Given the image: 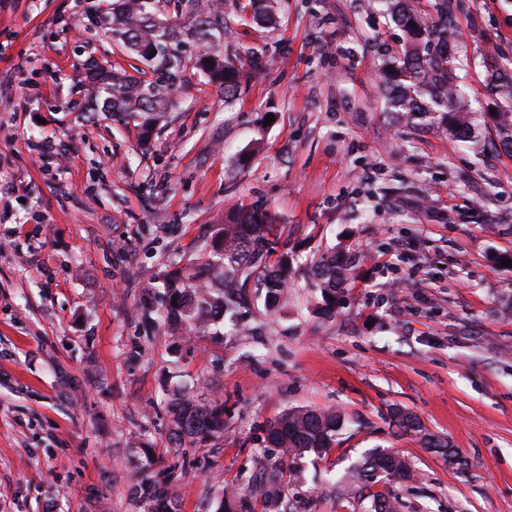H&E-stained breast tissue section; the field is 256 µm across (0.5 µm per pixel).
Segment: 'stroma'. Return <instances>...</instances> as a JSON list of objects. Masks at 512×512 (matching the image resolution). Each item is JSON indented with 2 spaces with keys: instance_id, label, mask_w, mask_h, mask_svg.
<instances>
[{
  "instance_id": "stroma-1",
  "label": "stroma",
  "mask_w": 512,
  "mask_h": 512,
  "mask_svg": "<svg viewBox=\"0 0 512 512\" xmlns=\"http://www.w3.org/2000/svg\"><path fill=\"white\" fill-rule=\"evenodd\" d=\"M111 2L0 0V512H144L146 448L177 512H262L247 483L264 427L294 407L347 425L306 463L290 512H370L336 485L372 448L414 473L385 486L399 512H512V152L395 124L376 66L405 33L381 0H282L268 27L224 0L215 50L262 47L258 68L228 104L186 44L168 118L141 146L137 122L89 109V60L136 64L98 22ZM452 19L484 139L501 105L485 58L512 52V0H463ZM416 194L427 211L409 208ZM257 203L294 259L279 309L254 302L223 337L181 344L151 328L172 264ZM335 247L359 264L327 314L306 273ZM178 385L223 404V435L174 447ZM397 408L457 464L402 433ZM394 421L396 425L406 433L415 434L419 436L421 443L427 448H440L444 451L436 450L438 453H441L446 458L448 457V451H450V455L453 457H457L458 453L455 448H452L449 442L445 439L439 438L431 433L425 431L421 422L412 414L405 412L403 410L397 409L393 414ZM430 439H435L436 444L435 447H430Z\"/></svg>"
}]
</instances>
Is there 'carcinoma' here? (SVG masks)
<instances>
[{"label": "carcinoma", "mask_w": 512, "mask_h": 512, "mask_svg": "<svg viewBox=\"0 0 512 512\" xmlns=\"http://www.w3.org/2000/svg\"><path fill=\"white\" fill-rule=\"evenodd\" d=\"M190 14L187 23H171L160 8L161 0H112V38L132 58L141 61L138 76L108 69L101 74L87 73L89 83L103 82L95 88L92 102L96 110L109 112L118 121L139 117L143 141L153 127L167 119L170 94L182 82L186 70L181 46L188 39L209 44L226 36L224 10L209 7L203 0H177ZM392 21L405 32L401 49L378 66L386 110L395 119L416 131L443 128L448 137L475 148L512 152V74L487 71L492 93L508 104L492 116L496 139L482 141L475 135L472 113L459 105L458 77L448 44L455 31L448 20V0H431L434 16L417 13L407 0H383ZM277 0H249L254 19L268 23L273 19ZM261 57L250 49L224 56L210 51L199 55L198 69L224 88V101L239 95L248 71ZM275 216L261 205L238 210L226 223L217 225L203 256L189 259L164 275L166 294L161 322L172 336L188 341L200 333L221 335L216 327L234 321L237 310L256 297L254 289L265 290L266 308H275L288 294L293 271L288 248L276 251ZM355 259L344 252H325L310 267V279L319 289L324 308L333 309L342 290L354 278ZM168 406L177 440L202 441L224 432V404H205L187 396L182 388L169 390ZM396 425L419 436L424 446L436 439L442 455L458 456L449 442L425 431L412 414L397 409ZM345 427L336 409L296 407L271 422L265 430L266 447L272 461L264 468L262 492L265 507L271 512H286L288 487L301 481L303 460L319 457L332 447L336 435ZM145 478L139 486V499L146 512H172L175 493L148 474L152 459L143 451ZM408 464L398 454L375 449L362 463L345 473L348 488H369L381 480H409ZM375 512H397V498L374 492Z\"/></svg>", "instance_id": "carcinoma-1"}]
</instances>
